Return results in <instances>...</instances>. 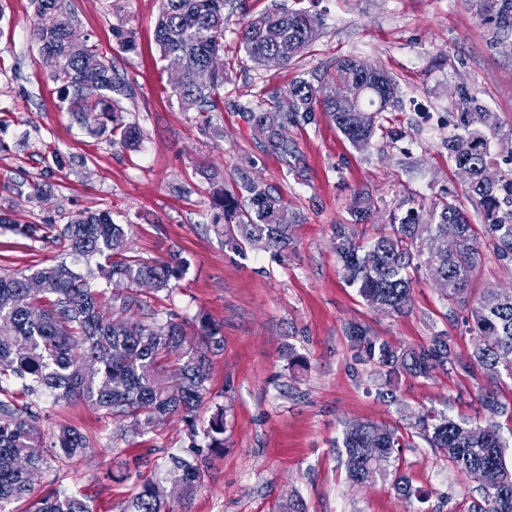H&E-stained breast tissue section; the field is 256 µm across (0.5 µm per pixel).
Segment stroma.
Listing matches in <instances>:
<instances>
[{
  "label": "stroma",
  "mask_w": 512,
  "mask_h": 512,
  "mask_svg": "<svg viewBox=\"0 0 512 512\" xmlns=\"http://www.w3.org/2000/svg\"><path fill=\"white\" fill-rule=\"evenodd\" d=\"M81 37L95 43L134 90L123 101L125 121L141 131L138 147L88 134L62 110L58 82L34 40V0H0V271L31 273L59 261V243L16 234L25 224H67L81 212L107 211L129 225V247L143 258L178 254L190 266L173 292L142 289L149 311L187 321L207 314L220 324L224 350L213 362L204 429L211 404L224 407V450L207 455L201 487L183 502L167 480L168 454L185 453L187 426L167 418L144 436L119 438L121 425L83 402L44 395L40 428L59 424L90 439L83 457L56 464L5 512H27L49 480L81 491L94 512H122L134 481L117 482L128 456H147L145 476L162 484L172 512H283L301 496L307 512H466L475 479L429 447L418 419L426 413L479 423L481 392L512 405V378L492 375L469 355L475 335L467 313L444 299L427 271L414 273L413 304L397 315L367 305L349 286L336 254V228L360 240L383 231L401 200L429 213L465 179L444 145L453 130L460 89L495 112L512 133V35L481 21L468 0H240L224 31V135L201 131L183 111L155 40L159 0H69ZM282 5L323 20L307 54L289 65L255 68L237 42V23ZM133 36L121 50L113 28ZM357 58L388 71L402 88L386 112V134L356 150L324 113L289 128L304 170L288 168L256 140L235 109L265 90L286 95L296 79L326 78L334 64ZM272 186L284 200L295 239L288 252H235L210 224L212 192L241 177ZM375 202L370 223H355V190ZM365 326L357 345L348 327ZM447 337L455 364L431 375L387 373L368 345L425 347ZM352 420L394 427L401 446L392 467L414 489L398 495L390 483L355 485L344 466L343 429Z\"/></svg>",
  "instance_id": "stroma-1"
}]
</instances>
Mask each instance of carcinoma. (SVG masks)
<instances>
[{
    "label": "carcinoma",
    "instance_id": "1",
    "mask_svg": "<svg viewBox=\"0 0 512 512\" xmlns=\"http://www.w3.org/2000/svg\"><path fill=\"white\" fill-rule=\"evenodd\" d=\"M156 40L165 60L179 56L184 79L176 96L185 112L196 111L203 129L215 137L223 130L212 125L211 112L224 110V73L206 85L196 80L209 58L224 52L225 8L230 0H160ZM475 14L503 31H512V0H470ZM38 23L33 35L50 74L64 84L66 111L80 116L92 134L109 131L112 143L132 147L141 137L137 125L122 118L121 102L133 96L123 74L83 41L75 49L71 39L78 26L66 0H37ZM320 16L304 9H273L237 29L240 48L256 68L270 54L284 63L303 55L318 36ZM345 59L322 85L299 79L285 97L236 107L260 142L283 160L300 163L299 150L286 128L309 123L315 112L328 114L346 139L358 150L383 130V113L399 100L400 86L381 68ZM354 83L365 87L361 111L346 112L336 99ZM459 98L466 106L461 130L448 136V159L468 167V194L477 199L482 232L453 195L438 203L428 217L410 207L392 217L391 232L362 244L340 227L336 253L349 284L358 288L369 306L405 314L412 306L411 271L422 267L441 275L446 298L468 312L476 334L470 359L492 374L512 377V294L486 290L469 297L472 272L484 259L483 249L500 261L512 262V172L497 180L485 178L494 164L491 141L499 154L512 159V139L498 137L496 114L484 108L465 89ZM372 198L359 192L353 214L359 223L371 215ZM211 223L222 224L224 244L236 251L247 247L283 253L292 244L280 196L266 184L244 179L234 191L220 190L213 199ZM429 225L425 234L418 225ZM16 232L30 240L52 238L64 244L71 262L44 265L31 274L0 273V509L25 498L32 487L31 472L51 470V458L38 427L41 397L50 393L57 401H80L117 420L129 421L135 435L147 434L169 415H178L188 427L190 455L169 457L167 474L191 500L201 483L204 453L224 448V406L214 405L204 429L205 445L196 441L195 418L207 394L212 362L223 351L220 325L204 314L194 320L197 330L188 335L186 322L176 314L166 318L132 319L128 314L144 306L128 288L142 282L155 291L171 289L184 268L173 256L167 261L129 254L127 231L108 212H84L62 228L54 224H27ZM95 262L82 273L80 263ZM38 278L41 292L26 294L29 276ZM370 357L393 370L429 375L446 370L454 361L448 340L434 337L426 348L396 350L383 343L369 347ZM489 414L486 423L473 426L449 416L421 419L424 438L432 448L448 454L461 472L476 479L482 490L468 512H512V466L504 458L505 440L495 418L512 415L492 391L482 394ZM90 443L80 429L63 425L50 447L62 460L80 458ZM399 440L395 430L373 421H350L343 436L347 476L354 484L392 476L398 495L409 497L412 488L389 465ZM30 512H92L85 497L58 487L48 489ZM123 512H172L159 484L143 481Z\"/></svg>",
    "mask_w": 512,
    "mask_h": 512
}]
</instances>
